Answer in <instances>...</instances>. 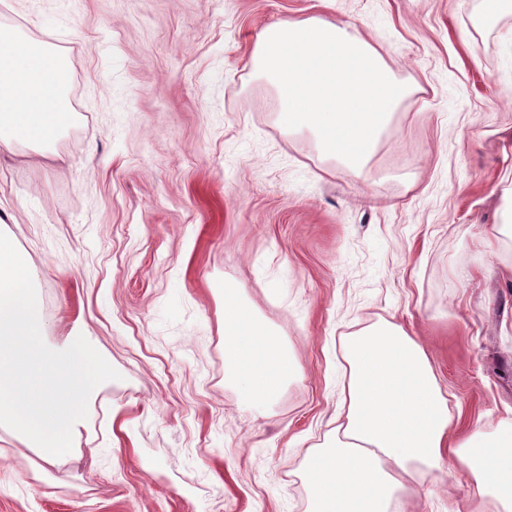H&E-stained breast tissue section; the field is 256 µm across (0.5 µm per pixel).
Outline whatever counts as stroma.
Returning <instances> with one entry per match:
<instances>
[{"label": "stroma", "mask_w": 512, "mask_h": 512, "mask_svg": "<svg viewBox=\"0 0 512 512\" xmlns=\"http://www.w3.org/2000/svg\"><path fill=\"white\" fill-rule=\"evenodd\" d=\"M69 61L73 119L0 159V232L35 264L47 345L89 336L80 455L35 477L0 428V512H308L301 465L336 426L345 336L425 346L451 437L512 420V14L486 0H5ZM345 23L414 86L360 173L277 122L249 59L283 18ZM241 288L298 373L245 407L224 355ZM451 457L397 512H470Z\"/></svg>", "instance_id": "35a3bbf8"}]
</instances>
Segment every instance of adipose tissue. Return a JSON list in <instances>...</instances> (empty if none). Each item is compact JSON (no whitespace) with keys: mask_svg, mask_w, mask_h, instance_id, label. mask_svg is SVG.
Returning a JSON list of instances; mask_svg holds the SVG:
<instances>
[{"mask_svg":"<svg viewBox=\"0 0 512 512\" xmlns=\"http://www.w3.org/2000/svg\"><path fill=\"white\" fill-rule=\"evenodd\" d=\"M65 57L48 44L0 30V155L54 142L69 116ZM227 368L247 405L263 408L294 371L280 337L258 322L241 291L224 289ZM345 412L308 456L310 512H391L409 483L452 456L477 486L472 512H512V422L452 441L448 393L423 346L380 322L345 344Z\"/></svg>","mask_w":512,"mask_h":512,"instance_id":"adipose-tissue-1","label":"adipose tissue"}]
</instances>
